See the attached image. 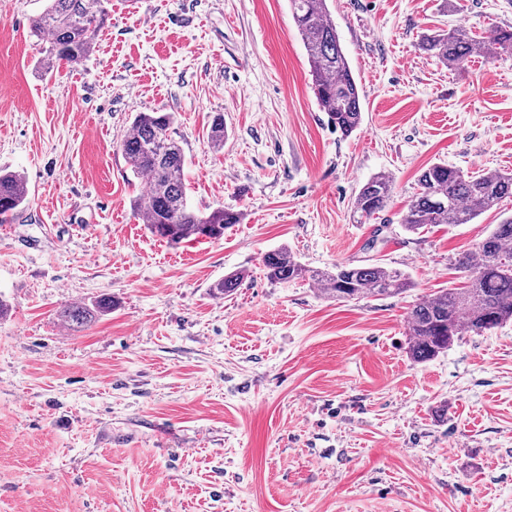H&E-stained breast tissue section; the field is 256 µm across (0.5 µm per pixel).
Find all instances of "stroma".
I'll return each instance as SVG.
<instances>
[{
	"label": "stroma",
	"instance_id": "obj_1",
	"mask_svg": "<svg viewBox=\"0 0 512 512\" xmlns=\"http://www.w3.org/2000/svg\"><path fill=\"white\" fill-rule=\"evenodd\" d=\"M327 4L362 88L348 135L288 0H112L94 53L50 73L30 30L45 0H0V169L29 190L0 229V512H512V323L407 354L413 305L459 286L454 262L512 197L470 224H401L431 164L512 170V52L451 68L418 48L436 27L512 26V0ZM139 112L175 113L196 211L242 213L223 239L171 245L135 215L119 144ZM377 173L392 200L357 223ZM282 246L412 286L346 301L273 282L261 257ZM103 297L79 330L58 317Z\"/></svg>",
	"mask_w": 512,
	"mask_h": 512
}]
</instances>
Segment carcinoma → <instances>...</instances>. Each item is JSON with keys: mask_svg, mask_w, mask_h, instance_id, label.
Here are the masks:
<instances>
[{"mask_svg": "<svg viewBox=\"0 0 512 512\" xmlns=\"http://www.w3.org/2000/svg\"><path fill=\"white\" fill-rule=\"evenodd\" d=\"M111 0H48L32 20V31L46 36L44 69L77 65L94 51L100 28L108 18ZM293 20L303 43L318 104L331 126L347 135L362 122L361 87L336 32L326 0H289ZM424 53L449 67L463 65L472 55L487 58L512 51V27L496 28L482 38L463 27L437 29L418 44ZM171 113L140 112L121 140L120 150L134 177L148 179V190L133 201V210L149 231L169 243L200 239L220 240L224 230L241 221V214L218 208L207 215L189 205L184 179L185 155L170 133ZM212 148L224 147V116L214 117ZM419 192L404 212L401 224L417 232L432 224H469L512 196V172L489 170L469 175L444 163H435L418 178ZM393 180L378 174L358 191L353 203L357 222L382 211L390 202ZM28 201L25 177L0 171V224L10 223ZM266 278L290 282L305 276L338 300L398 296L412 286L399 269L377 263L338 265L335 270L313 271L301 265L286 247L267 252L262 259ZM456 269L466 286L446 288L418 302L408 315V354L425 362L447 351L459 336L483 333L512 321V218H506L476 247L459 258ZM246 273L224 276L213 285L216 294L239 288ZM112 309V299H100L95 308L84 304L62 307L59 318L69 329L81 328Z\"/></svg>", "mask_w": 512, "mask_h": 512, "instance_id": "obj_1", "label": "carcinoma"}]
</instances>
